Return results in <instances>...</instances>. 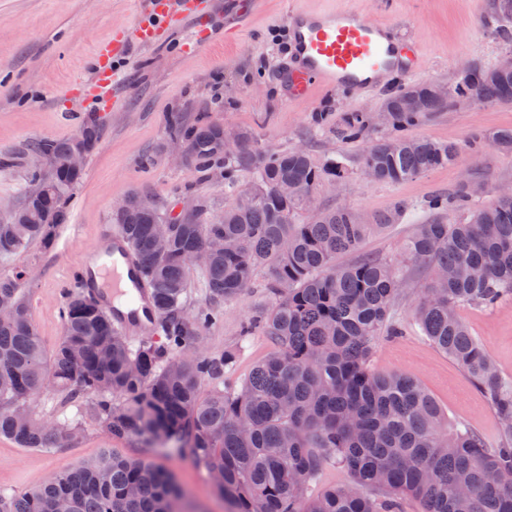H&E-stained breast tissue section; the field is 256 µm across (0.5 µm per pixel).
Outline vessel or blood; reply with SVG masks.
Listing matches in <instances>:
<instances>
[{
	"mask_svg": "<svg viewBox=\"0 0 512 512\" xmlns=\"http://www.w3.org/2000/svg\"><path fill=\"white\" fill-rule=\"evenodd\" d=\"M145 15L117 46L99 51L93 84L103 90L114 83L109 64L129 42L153 43L159 21L187 14V0H144ZM291 58L284 70L290 96L301 98L314 86L344 88L363 94L384 84L391 74H410L414 45L398 41L385 25L349 7L297 9L289 13ZM118 232L102 226L100 244L82 256L69 285L96 297L107 311L113 329L125 336L155 334L156 310L148 287L133 280L137 260L132 252L114 256Z\"/></svg>",
	"mask_w": 512,
	"mask_h": 512,
	"instance_id": "1",
	"label": "vessel or blood"
}]
</instances>
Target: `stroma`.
Instances as JSON below:
<instances>
[{
  "instance_id": "35a3bbf8",
  "label": "stroma",
  "mask_w": 512,
  "mask_h": 512,
  "mask_svg": "<svg viewBox=\"0 0 512 512\" xmlns=\"http://www.w3.org/2000/svg\"><path fill=\"white\" fill-rule=\"evenodd\" d=\"M350 6L372 19L392 24L400 39L417 46L419 68L411 83L452 85L462 64L497 65L512 54V25L494 20L493 0H262L244 13L233 40H225L223 19L207 11L203 20L164 23L150 46L130 44L114 63L117 86L112 93L91 96L99 44L132 28L139 0H0V222L21 204L29 188L32 156L27 147L39 140L65 139L79 126L66 114L96 118L102 138L88 156L84 178L70 205V219L51 247L38 244L7 260L0 273L19 266L26 279L22 296L46 348L63 334L59 309L67 296L70 267L92 249L101 225L132 191L150 194L167 209L192 196L208 202L212 214L224 211L232 191L222 173L198 179L186 164L172 159L167 118L182 112L206 116L232 132L249 133L259 148L305 149L317 164L342 162L344 174L325 180L315 199L326 209L347 208L368 215L405 202L411 207L401 220L375 231L363 242V254L399 262L403 288L392 321L397 335H381L371 358L379 372L398 373L418 381L447 412L497 444L501 430L483 393L469 376L440 352L413 320L428 274L399 261L416 220L423 218L431 197H455L466 172L485 177L480 203L494 199L500 185L512 184V154L494 149L486 134L512 128V104L492 103L471 109L449 108L411 128L416 137L460 146L457 159L411 179L382 183L361 168L363 145L342 138L340 129L353 112H379L391 91L383 86L353 96L340 90L312 88L292 99L282 79L289 50L288 12L296 7ZM266 269H257L254 286L222 304L221 322L200 331L196 346L218 357L237 347L231 375L246 376L269 351L260 331L243 336L242 326L269 303ZM458 313L502 376L512 382V297L490 307L463 306ZM77 440L50 448L25 449L0 438V494L33 488L54 472L102 451L124 458L155 459L175 479L188 512H224L209 473L178 454L155 455L137 441L109 439L93 415L80 417Z\"/></svg>"
}]
</instances>
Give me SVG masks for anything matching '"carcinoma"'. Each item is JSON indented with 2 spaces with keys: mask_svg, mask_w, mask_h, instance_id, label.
Returning a JSON list of instances; mask_svg holds the SVG:
<instances>
[{
  "mask_svg": "<svg viewBox=\"0 0 512 512\" xmlns=\"http://www.w3.org/2000/svg\"><path fill=\"white\" fill-rule=\"evenodd\" d=\"M419 99L413 110L408 96ZM462 98L512 103V69L472 66L457 76L447 97L429 83L391 93L385 102L390 135L370 140L371 118L355 112L342 130L349 141L370 140L361 155L364 173L378 182H400L453 162L454 144L415 139L406 130ZM169 134L188 151V164L202 177L224 170V183L253 174L247 190L209 215L201 202L168 225V251L155 246L158 207L132 210L139 193L126 199L129 211L112 213L123 239L140 258L149 283L163 342L137 347L112 329L98 302L70 294L60 310L63 336L47 350L20 292L24 271L0 273V301L15 308L0 322V437L20 448H49L69 442L77 417L61 412L48 424L27 411L26 402L49 389L64 395V407L90 412L113 439L146 441L151 448L188 456L224 474L218 492L229 512H401L412 499L423 512H512V382L471 336L456 310L491 306L512 295V195L470 211L459 224L432 217L417 225L406 257L429 270L428 294L415 311L422 334L462 368L483 391L503 426L492 446L474 428L448 420L435 399L415 380L375 372L369 359L387 327L403 281L387 262L362 255L339 265L373 231L408 210L400 203L370 219L345 208L307 214L302 195L277 191L286 180L315 190L342 166L316 164L300 149L265 151L247 133L224 153V127L180 112L169 118ZM496 149L512 153V128L491 133ZM78 145L39 141L32 152L52 163L50 177L0 224V259L25 252L33 243L53 245L68 223L73 191L84 171L61 161ZM224 250L202 266L213 304L191 319L183 315L193 266L191 256L212 240ZM265 268L271 302L244 332L261 326L271 347L247 376L200 395L203 381L224 377L235 352L222 357L187 352L199 331L223 318L216 303L253 285ZM338 463L349 481L309 498L306 484L324 464ZM66 498L71 512H183L181 492L169 473L152 461L100 456L54 473L40 486L0 495V512H56Z\"/></svg>",
  "mask_w": 512,
  "mask_h": 512,
  "instance_id": "carcinoma-1",
  "label": "carcinoma"
}]
</instances>
